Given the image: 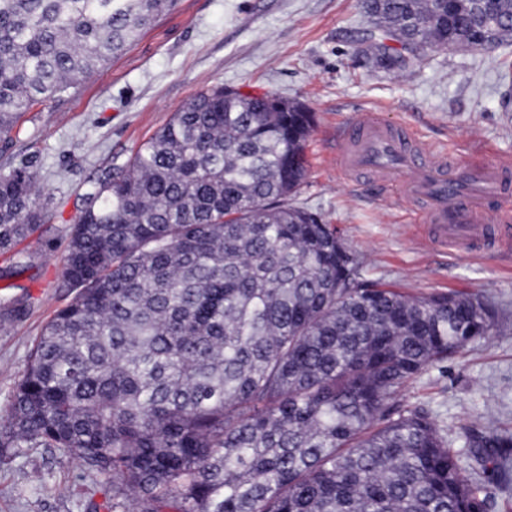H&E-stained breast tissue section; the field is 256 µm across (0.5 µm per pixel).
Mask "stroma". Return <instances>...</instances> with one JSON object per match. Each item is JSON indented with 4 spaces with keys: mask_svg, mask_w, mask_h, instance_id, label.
<instances>
[{
    "mask_svg": "<svg viewBox=\"0 0 512 512\" xmlns=\"http://www.w3.org/2000/svg\"><path fill=\"white\" fill-rule=\"evenodd\" d=\"M367 26L361 0H180L71 95L24 115L0 166L34 162L52 208L21 244L32 264L10 291L15 312L0 320V411L34 337L72 299L61 286V258L88 180L126 162L198 94L223 86L272 92L313 113L307 178L294 202L340 230L369 278L412 294L458 290L492 299L499 316L492 335L424 371L398 401L424 406L452 437L479 415L512 432V250L458 253L426 225L405 232L399 198L367 180L343 179L335 160L337 140L364 108L433 146L452 147L463 162L512 156V111L501 107L512 87V44L435 51L396 74L357 55ZM111 504V483L58 453L20 451L0 461V512H110Z\"/></svg>",
    "mask_w": 512,
    "mask_h": 512,
    "instance_id": "obj_1",
    "label": "stroma"
}]
</instances>
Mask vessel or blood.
<instances>
[{"label": "vessel or blood", "instance_id": "vessel-or-blood-1", "mask_svg": "<svg viewBox=\"0 0 512 512\" xmlns=\"http://www.w3.org/2000/svg\"><path fill=\"white\" fill-rule=\"evenodd\" d=\"M336 164L350 178L370 177L400 192L416 223L441 244L465 251L512 248V160L460 163L416 134L368 112L336 143Z\"/></svg>", "mask_w": 512, "mask_h": 512}]
</instances>
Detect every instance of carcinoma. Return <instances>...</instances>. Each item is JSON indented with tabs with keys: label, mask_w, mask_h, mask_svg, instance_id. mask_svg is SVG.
<instances>
[{
	"label": "carcinoma",
	"mask_w": 512,
	"mask_h": 512,
	"mask_svg": "<svg viewBox=\"0 0 512 512\" xmlns=\"http://www.w3.org/2000/svg\"><path fill=\"white\" fill-rule=\"evenodd\" d=\"M178 0H0V147L20 117L123 53ZM373 29L477 46L512 0H362ZM313 114L217 87L89 181L43 326L0 414V458L49 449L112 482V512H485L512 432L448 439L395 398L481 343L477 293L367 277L340 230L293 204ZM32 164L0 168V254L49 213Z\"/></svg>",
	"instance_id": "cac0c4a2"
}]
</instances>
